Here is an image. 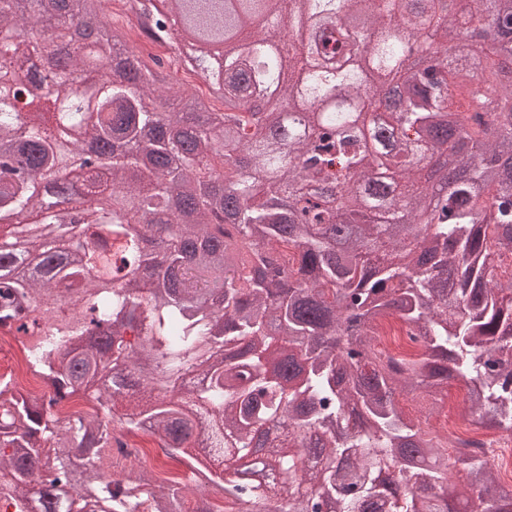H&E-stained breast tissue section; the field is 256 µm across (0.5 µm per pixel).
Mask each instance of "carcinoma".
I'll return each instance as SVG.
<instances>
[{
    "label": "carcinoma",
    "mask_w": 512,
    "mask_h": 512,
    "mask_svg": "<svg viewBox=\"0 0 512 512\" xmlns=\"http://www.w3.org/2000/svg\"><path fill=\"white\" fill-rule=\"evenodd\" d=\"M16 2L0 0V329L28 337L52 396H10L0 381V499L15 512H183L179 485L101 465L114 443L137 454L123 437L143 433L190 459L205 443L210 466L234 454L237 469L209 471L203 487L224 512H319L320 500L327 512H512L480 441L459 442L463 487L448 495V439L399 403L417 391L438 402L461 380V417L512 432V0H239L229 12L206 0L186 31L204 50L263 19L224 57V92L197 70L224 107L171 91L160 60L127 46L106 78L70 57L86 71L76 95L66 71L49 77L50 128L17 110L22 76L74 38L76 19L96 59L125 35L83 0H57L47 20L43 0L25 14ZM125 6L170 44L188 0ZM464 22L495 42H464ZM436 36L399 110L350 126L366 74L382 94L406 46ZM296 94L322 109L319 126L288 119ZM92 143L114 146L107 178L90 170L58 196L51 177L85 167ZM428 157L464 177L429 196ZM329 185L348 204L324 197ZM360 207L388 222H355ZM49 301L77 313L42 327ZM390 317L420 353L375 351L373 326ZM299 346L302 365L272 367V349L291 360ZM89 390L93 414H51ZM271 432L276 478L242 481L254 438Z\"/></svg>",
    "instance_id": "1"
}]
</instances>
